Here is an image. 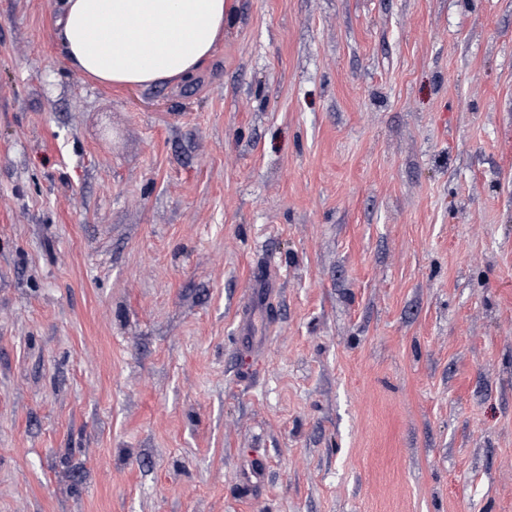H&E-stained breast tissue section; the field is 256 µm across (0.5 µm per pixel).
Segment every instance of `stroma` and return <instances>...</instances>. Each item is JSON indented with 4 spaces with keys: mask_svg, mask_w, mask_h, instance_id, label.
<instances>
[{
    "mask_svg": "<svg viewBox=\"0 0 512 512\" xmlns=\"http://www.w3.org/2000/svg\"><path fill=\"white\" fill-rule=\"evenodd\" d=\"M0 0V512H512V0H227L188 82Z\"/></svg>",
    "mask_w": 512,
    "mask_h": 512,
    "instance_id": "35a3bbf8",
    "label": "stroma"
}]
</instances>
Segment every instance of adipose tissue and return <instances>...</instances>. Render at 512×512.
I'll use <instances>...</instances> for the list:
<instances>
[{
	"label": "adipose tissue",
	"instance_id": "ef3b65f1",
	"mask_svg": "<svg viewBox=\"0 0 512 512\" xmlns=\"http://www.w3.org/2000/svg\"><path fill=\"white\" fill-rule=\"evenodd\" d=\"M225 0H64L57 36L71 68L122 87L195 76L224 37Z\"/></svg>",
	"mask_w": 512,
	"mask_h": 512
}]
</instances>
